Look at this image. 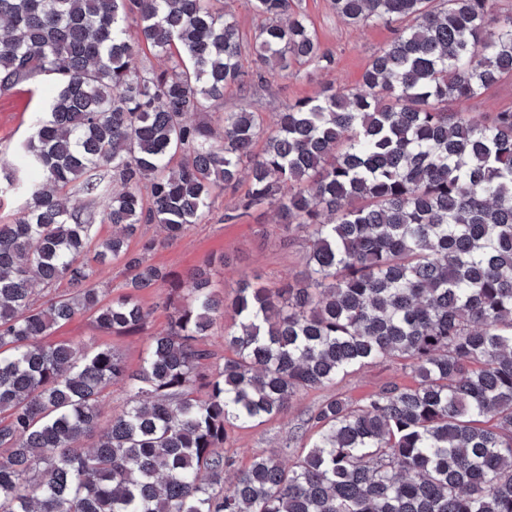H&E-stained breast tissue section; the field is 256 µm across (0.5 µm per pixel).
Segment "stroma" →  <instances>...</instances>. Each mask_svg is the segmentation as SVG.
Wrapping results in <instances>:
<instances>
[{
    "mask_svg": "<svg viewBox=\"0 0 512 512\" xmlns=\"http://www.w3.org/2000/svg\"><path fill=\"white\" fill-rule=\"evenodd\" d=\"M324 50L334 63L320 70L308 65L272 78L270 84L258 82L225 90L216 113L235 112L241 107L262 113L273 122L286 103L315 95L328 83L357 87L372 54L388 43L390 29L370 25L353 27L337 17L331 0H300ZM53 84L39 76L0 92V162L12 160L30 134L33 111L50 100ZM245 186L225 190L213 206L210 216L191 225L182 238L159 246L152 255L155 264L169 272L172 279L185 280L196 269L208 268L215 284L225 295H232L240 270L254 271L263 282L295 281L304 270L301 242L283 243L273 232L276 218L272 212H253L225 222V212L235 208ZM53 338L67 339L82 346L109 345L123 358L129 369H137L147 346L146 335L108 336L98 331L89 316H79L56 327ZM396 363L371 364L347 377L342 383L312 390L295 399L288 412L278 419L255 427L235 428L232 444L240 463L270 449L307 429L309 413L324 399L340 395L360 399L390 382L404 383Z\"/></svg>",
    "mask_w": 512,
    "mask_h": 512,
    "instance_id": "35a3bbf8",
    "label": "stroma"
}]
</instances>
